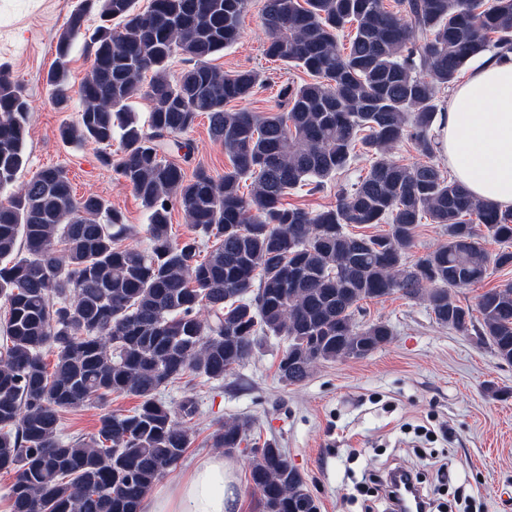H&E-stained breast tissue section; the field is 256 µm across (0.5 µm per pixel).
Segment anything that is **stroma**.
Returning <instances> with one entry per match:
<instances>
[{"instance_id": "35a3bbf8", "label": "stroma", "mask_w": 512, "mask_h": 512, "mask_svg": "<svg viewBox=\"0 0 512 512\" xmlns=\"http://www.w3.org/2000/svg\"><path fill=\"white\" fill-rule=\"evenodd\" d=\"M79 0H0V65L8 67L30 104L26 165L20 179L45 167H61L76 196L94 194L124 215L129 244L146 247L145 210L132 189L104 167L93 143H64L60 129L76 121L77 90L91 59L85 41L99 24L90 14L69 56L72 96L59 108L47 83L56 60V41ZM252 0L241 20V37L213 59L223 70L256 69L266 82L247 106L277 104L280 87L299 83L302 71L264 53L261 10ZM191 146L187 173H224L228 160L207 117L183 134ZM367 320L389 323L392 341L363 358L319 365L304 381H280L277 364L286 346L269 338L221 381L191 377L167 385L163 400L179 405L197 400L190 421L192 443L179 466L155 482L161 490L200 460L216 455L210 436L219 420L246 416L254 438L276 440L317 498L320 512H362L372 503L373 477L393 467L412 469L434 488L433 512H512V364L499 360L475 333L436 324L417 300L393 294L364 306ZM138 404L133 396L111 395L62 413V438L94 434L103 414H123ZM448 466V482L436 486V469Z\"/></svg>"}]
</instances>
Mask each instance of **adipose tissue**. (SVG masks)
Masks as SVG:
<instances>
[{
    "label": "adipose tissue",
    "instance_id": "ef3b65f1",
    "mask_svg": "<svg viewBox=\"0 0 512 512\" xmlns=\"http://www.w3.org/2000/svg\"><path fill=\"white\" fill-rule=\"evenodd\" d=\"M436 135L453 178L469 194L512 208V56L483 59L453 90ZM242 498L233 465L212 456L143 499L140 512H240Z\"/></svg>",
    "mask_w": 512,
    "mask_h": 512
}]
</instances>
